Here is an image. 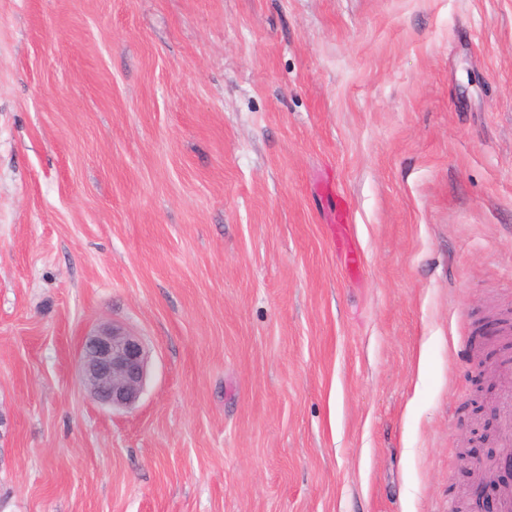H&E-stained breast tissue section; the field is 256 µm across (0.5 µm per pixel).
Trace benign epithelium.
<instances>
[{"instance_id":"7a95c632","label":"benign epithelium","mask_w":512,"mask_h":512,"mask_svg":"<svg viewBox=\"0 0 512 512\" xmlns=\"http://www.w3.org/2000/svg\"><path fill=\"white\" fill-rule=\"evenodd\" d=\"M147 356L140 339L114 325L88 332L79 351L81 380L98 403L121 408L133 405L147 378ZM481 512H499L493 483L479 490Z\"/></svg>"}]
</instances>
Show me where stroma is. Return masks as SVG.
I'll use <instances>...</instances> for the list:
<instances>
[{
	"mask_svg": "<svg viewBox=\"0 0 512 512\" xmlns=\"http://www.w3.org/2000/svg\"><path fill=\"white\" fill-rule=\"evenodd\" d=\"M508 308L512 0H0V512H457ZM147 366L140 339L119 327L101 325L83 337L81 380L101 405L112 409L133 405L144 390Z\"/></svg>",
	"mask_w": 512,
	"mask_h": 512,
	"instance_id": "1",
	"label": "stroma"
}]
</instances>
